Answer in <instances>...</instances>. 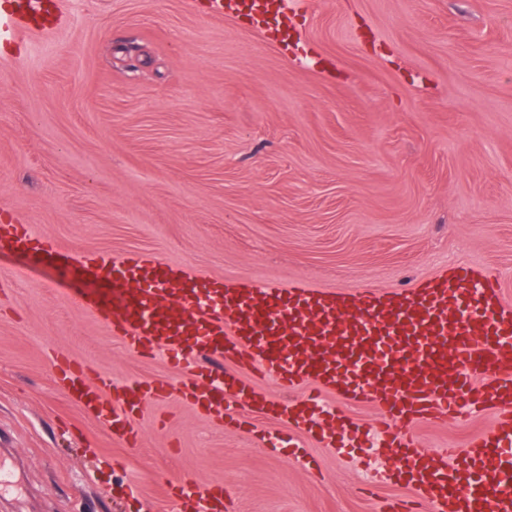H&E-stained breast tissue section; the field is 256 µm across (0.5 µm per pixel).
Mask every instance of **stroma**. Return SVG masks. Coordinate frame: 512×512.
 <instances>
[{"label":"stroma","mask_w":512,"mask_h":512,"mask_svg":"<svg viewBox=\"0 0 512 512\" xmlns=\"http://www.w3.org/2000/svg\"><path fill=\"white\" fill-rule=\"evenodd\" d=\"M67 25L0 47V213L86 252L152 253L233 285L412 288L465 262L512 304V0H283L277 27L209 0H62ZM0 254V512H174L168 481L223 482L227 512H381L366 448L280 418L221 426L57 290ZM117 384H169L130 448L71 401L51 356ZM483 412L414 426L434 452Z\"/></svg>","instance_id":"obj_1"}]
</instances>
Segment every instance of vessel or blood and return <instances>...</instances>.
I'll list each match as a JSON object with an SVG mask.
<instances>
[{"mask_svg":"<svg viewBox=\"0 0 512 512\" xmlns=\"http://www.w3.org/2000/svg\"><path fill=\"white\" fill-rule=\"evenodd\" d=\"M56 2L0 0V42L50 30ZM278 8L277 0H214L216 15L243 12L260 29ZM4 252L33 255L61 279L98 287L80 298L82 309L105 320L134 352L150 356L161 348L192 371L180 396L213 421L236 424L245 412L283 417L293 433L330 448L374 434L399 462L379 481L413 486L430 512H512V307L499 281L470 265L410 289L330 292L275 281L236 288L154 254L80 252L24 224H0ZM54 363L71 398L126 446L140 440L133 418L142 402L170 394L163 382H132L108 406L102 395L113 388L111 375L89 378L62 354ZM244 366L290 399L257 393L240 376ZM310 381L317 390L300 391ZM323 386L336 391L340 405L322 404ZM347 401L370 402L378 420L368 426L351 417ZM465 409L495 416L493 430L465 447L431 454L410 431ZM394 419L400 431H392ZM166 494L176 512H224L228 492L220 483L176 479Z\"/></svg>","mask_w":512,"mask_h":512,"instance_id":"obj_1","label":"vessel or blood"}]
</instances>
